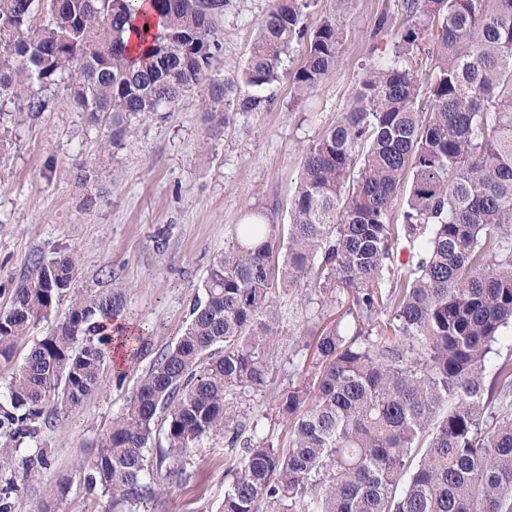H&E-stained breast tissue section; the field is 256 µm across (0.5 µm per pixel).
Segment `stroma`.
Returning a JSON list of instances; mask_svg holds the SVG:
<instances>
[{
  "label": "stroma",
  "mask_w": 512,
  "mask_h": 512,
  "mask_svg": "<svg viewBox=\"0 0 512 512\" xmlns=\"http://www.w3.org/2000/svg\"><path fill=\"white\" fill-rule=\"evenodd\" d=\"M273 0H226L219 20L222 49L216 79L233 88L229 120L208 136L198 93L187 94L166 116L135 119L125 147L103 151L105 129L91 125L72 105L55 104L12 128L0 142V307L33 271L31 258L76 251L72 290L126 291L122 319L143 330L147 344L132 350L122 368L105 363L95 392L79 406L59 407L38 436L49 468L18 482L14 512H36L58 482L70 484L56 512H112L106 497L88 492L78 461L96 452L109 427L156 357L183 333L202 293L206 271L250 211L271 224L289 221L290 199L310 143L346 112L371 62L394 63V43L376 34L381 15H401L402 0H358L337 16L340 46L333 72L306 96L295 94L289 72L303 61L293 45L279 80L262 92L260 108L242 101L250 93L241 74L258 26ZM100 172L106 191L95 209L81 199L94 187L77 179L79 167ZM114 280H106L104 271ZM223 435L204 440L187 458L185 474L161 468L159 495L145 512H218L227 485Z\"/></svg>",
  "instance_id": "35a3bbf8"
}]
</instances>
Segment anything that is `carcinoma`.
Wrapping results in <instances>:
<instances>
[{"label":"carcinoma","instance_id":"1","mask_svg":"<svg viewBox=\"0 0 512 512\" xmlns=\"http://www.w3.org/2000/svg\"><path fill=\"white\" fill-rule=\"evenodd\" d=\"M0 0V140L8 122L64 96L126 140L132 121L203 96L208 131L226 123L232 87L215 79L225 0ZM311 0H273L242 72L262 89L283 56L305 95L336 67V13L304 24ZM395 49H420L435 27L429 77L374 64L335 126L305 150L288 234L258 212L214 259L175 346L161 353L77 465L83 484L138 512L159 463L178 465L224 435L228 484L220 512H512V356L491 363L512 328V0H403ZM137 30L129 53L123 34ZM34 273L0 308V356L69 295L0 391V512L18 474L49 466L36 445L56 419L52 393L80 404L97 388L124 311L120 289L70 291L77 255L32 259ZM318 293L298 334L277 330L276 290ZM351 302L325 322L340 289ZM288 364V378L272 363ZM269 395L288 427L263 434L244 406Z\"/></svg>","mask_w":512,"mask_h":512}]
</instances>
